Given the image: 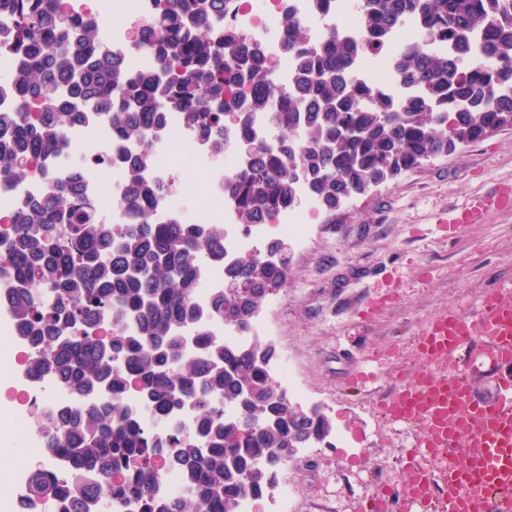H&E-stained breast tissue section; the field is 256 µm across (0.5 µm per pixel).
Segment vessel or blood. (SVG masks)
Instances as JSON below:
<instances>
[{"label":"vessel or blood","instance_id":"obj_1","mask_svg":"<svg viewBox=\"0 0 512 512\" xmlns=\"http://www.w3.org/2000/svg\"><path fill=\"white\" fill-rule=\"evenodd\" d=\"M474 347L470 366L497 376L495 394L473 396L456 356ZM416 350L424 365L404 382L385 410L415 428L409 491L395 498L378 485L372 512H423L443 494L446 512H512V497L494 498V486L512 488V297H488L477 320L448 311L421 332Z\"/></svg>","mask_w":512,"mask_h":512}]
</instances>
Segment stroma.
Here are the masks:
<instances>
[{
  "mask_svg": "<svg viewBox=\"0 0 512 512\" xmlns=\"http://www.w3.org/2000/svg\"><path fill=\"white\" fill-rule=\"evenodd\" d=\"M512 184V129L424 162L392 184L311 218L290 245L288 282L260 318L297 382L301 404L335 424L330 444L279 470L292 512H357L374 486H406L418 433L380 408L422 362L419 332L453 310L477 319L487 297L512 294V210L448 228L471 199ZM364 366L377 374L361 384Z\"/></svg>",
  "mask_w": 512,
  "mask_h": 512,
  "instance_id": "1",
  "label": "stroma"
}]
</instances>
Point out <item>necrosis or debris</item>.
Returning a JSON list of instances; mask_svg holds the SVG:
<instances>
[{
    "mask_svg": "<svg viewBox=\"0 0 512 512\" xmlns=\"http://www.w3.org/2000/svg\"><path fill=\"white\" fill-rule=\"evenodd\" d=\"M231 14L241 31L251 41L260 43L274 62L277 84H287L292 59L282 48V32L274 24L281 13L290 11L307 27L312 42H320L329 25H344L354 13L353 0H331L329 17L323 18L310 9L309 0H231ZM111 137L106 123L90 121L71 134L77 150L89 161L85 185L98 204V217L112 224L128 223L122 203V169L118 164L101 160L100 154ZM156 163L151 176H177L194 188L192 218L201 224L226 227V246L232 252L255 251L270 237L305 240L307 215L316 204L304 181H297L296 191L303 206L284 210L264 224L240 229L232 203L224 197V167L183 125L178 115H170L164 138L155 148ZM48 175L20 183L0 181V231L7 226L19 204L42 192ZM14 283L0 278V453L11 456L14 467L7 475L8 488L0 495V512H68L66 496L71 490L76 470L64 455L48 454L46 422L50 413L77 403L64 380L41 372L42 362L33 350L16 317L10 297ZM48 469L63 488L61 494L37 496L29 490L34 468Z\"/></svg>",
    "mask_w": 512,
    "mask_h": 512,
    "instance_id": "1",
    "label": "necrosis or debris"
}]
</instances>
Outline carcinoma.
I'll return each instance as SVG.
<instances>
[{"label": "carcinoma", "instance_id": "carcinoma-1", "mask_svg": "<svg viewBox=\"0 0 512 512\" xmlns=\"http://www.w3.org/2000/svg\"><path fill=\"white\" fill-rule=\"evenodd\" d=\"M135 46L157 67L131 74L94 17L61 0H0V51L15 52L0 96V178L21 181L46 161L62 171L45 194L21 203L0 234V277L18 290L16 314L51 369L89 401L73 416L50 419L48 447L77 472L100 477L104 512H237L238 499L264 495L294 448H314L334 431L320 408L307 411L272 376L276 349L257 340L216 344L203 332L201 353H186L180 330L191 323L251 329L267 297L288 281L284 240L272 255H230L224 225L160 216L172 183L146 179L166 114L179 113L212 154L224 156L226 113H237L235 145L248 165L224 177L239 223L259 224L297 201L301 178L325 210L390 184L403 172L474 143L512 121V0H358L363 42L332 28L317 44L292 15L279 26L293 53L294 79L274 84V66L228 19V0H152ZM413 25L415 41L396 47L389 69L405 87L388 96L362 74L363 45L393 40ZM444 45L438 51L432 45ZM255 112L280 131L262 140ZM102 121L112 137L102 155L124 171L131 223L94 221L74 126ZM127 142L140 144L132 153ZM224 267L228 287L205 307L193 301L201 254ZM51 290L47 306L41 289ZM112 315L110 332L77 324ZM136 389L156 415L190 408L192 434L150 431L124 394ZM234 407L228 415L221 405ZM182 471L183 493L157 494V461ZM35 495L58 491L42 469Z\"/></svg>", "mask_w": 512, "mask_h": 512}]
</instances>
